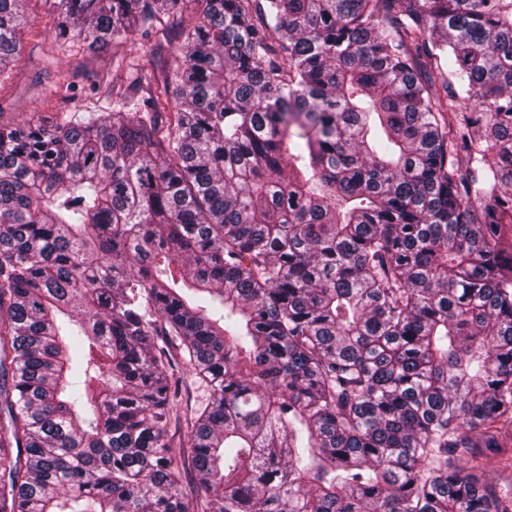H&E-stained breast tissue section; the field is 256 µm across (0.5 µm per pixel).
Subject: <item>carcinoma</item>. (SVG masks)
Returning a JSON list of instances; mask_svg holds the SVG:
<instances>
[{
	"label": "carcinoma",
	"mask_w": 512,
	"mask_h": 512,
	"mask_svg": "<svg viewBox=\"0 0 512 512\" xmlns=\"http://www.w3.org/2000/svg\"><path fill=\"white\" fill-rule=\"evenodd\" d=\"M198 2L132 110L0 128V512H190L159 322L201 512H512V0ZM154 336L155 341L166 347L169 352L177 357L180 362L179 374L181 376L180 395L178 406V417L171 423V433L174 434V444L176 445V463L180 471L181 486L186 495L190 498L194 497L196 490V474L191 464L190 449L185 447L179 448L178 445L183 441V435L186 431L187 419L193 416L197 411L202 410L210 402L211 389L207 382L199 378L192 370V367L185 364L179 357V342L171 337L165 336L161 325ZM181 439V440H180ZM483 479L497 488H511L512 470L503 468L499 458L490 457L486 459Z\"/></svg>",
	"instance_id": "1"
}]
</instances>
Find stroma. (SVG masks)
<instances>
[{
	"label": "stroma",
	"instance_id": "1",
	"mask_svg": "<svg viewBox=\"0 0 512 512\" xmlns=\"http://www.w3.org/2000/svg\"><path fill=\"white\" fill-rule=\"evenodd\" d=\"M22 30L19 60L0 72V126L12 127L42 116L52 121L62 112L75 118L115 110L112 100V49H93L85 43L55 42L51 27L55 12L50 0H29ZM181 23L169 20L165 36H133L124 53L156 57L160 66L174 68L180 57ZM181 376L178 416L171 423L175 439H182L189 417L209 403L211 389L188 364Z\"/></svg>",
	"mask_w": 512,
	"mask_h": 512
}]
</instances>
